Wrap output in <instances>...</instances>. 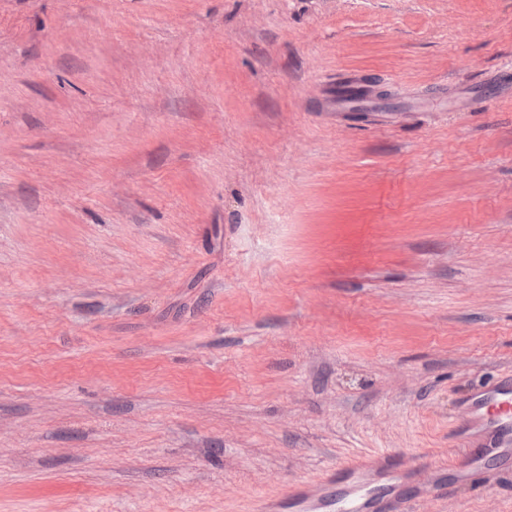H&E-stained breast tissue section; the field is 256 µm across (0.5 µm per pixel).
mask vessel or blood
Returning <instances> with one entry per match:
<instances>
[{
    "label": "vessel or blood",
    "mask_w": 512,
    "mask_h": 512,
    "mask_svg": "<svg viewBox=\"0 0 512 512\" xmlns=\"http://www.w3.org/2000/svg\"><path fill=\"white\" fill-rule=\"evenodd\" d=\"M469 417L464 431L468 451L454 463L458 481L485 467L487 456L482 447L493 439L495 456L512 463V375L472 391L466 398ZM343 485L327 492L311 489L291 494L284 503L286 512H379L381 503L393 505L396 512H409V498L404 497L407 483L417 485L418 498L439 495L441 481L421 482L423 470L418 458L403 453L384 452L365 460H353L341 467Z\"/></svg>",
    "instance_id": "obj_1"
}]
</instances>
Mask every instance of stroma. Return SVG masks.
<instances>
[{
	"label": "stroma",
	"mask_w": 512,
	"mask_h": 512,
	"mask_svg": "<svg viewBox=\"0 0 512 512\" xmlns=\"http://www.w3.org/2000/svg\"><path fill=\"white\" fill-rule=\"evenodd\" d=\"M506 375L512 0H0V512L384 451L448 479L415 512H512V465L449 479Z\"/></svg>",
	"instance_id": "obj_1"
}]
</instances>
